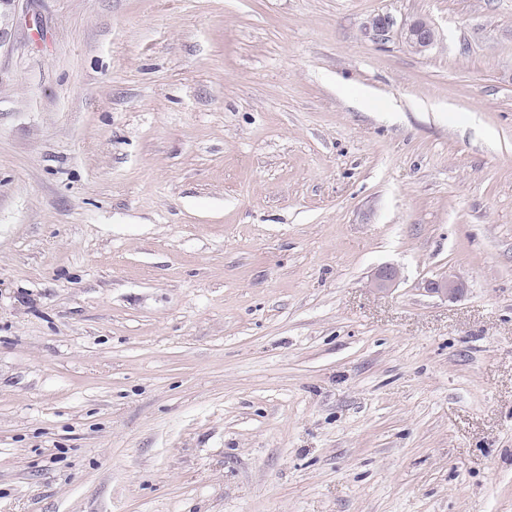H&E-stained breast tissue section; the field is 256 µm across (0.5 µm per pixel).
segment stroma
<instances>
[{
	"instance_id": "1",
	"label": "stroma",
	"mask_w": 512,
	"mask_h": 512,
	"mask_svg": "<svg viewBox=\"0 0 512 512\" xmlns=\"http://www.w3.org/2000/svg\"><path fill=\"white\" fill-rule=\"evenodd\" d=\"M0 512H512V0H19ZM400 35L406 46L417 54L428 52L437 41V30L434 23L424 17L407 21ZM400 279L399 270L390 265L379 267L373 274L369 285L377 291H388L396 286ZM464 281L449 277H442L437 280L429 281L427 290L447 300H453L460 297L466 290Z\"/></svg>"
}]
</instances>
